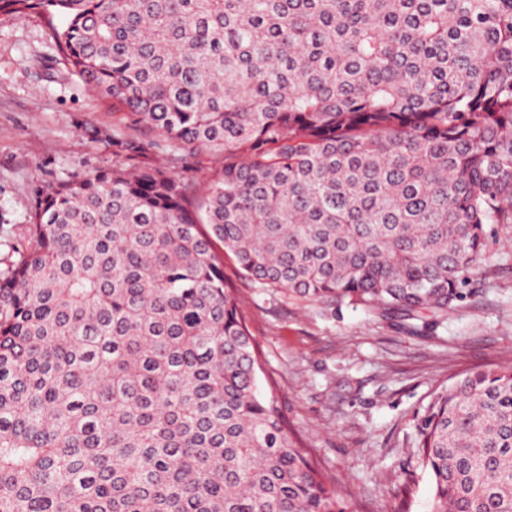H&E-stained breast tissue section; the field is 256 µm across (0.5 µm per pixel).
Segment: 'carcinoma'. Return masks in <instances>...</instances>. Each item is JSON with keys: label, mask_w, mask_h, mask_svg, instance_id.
Returning <instances> with one entry per match:
<instances>
[{"label": "carcinoma", "mask_w": 512, "mask_h": 512, "mask_svg": "<svg viewBox=\"0 0 512 512\" xmlns=\"http://www.w3.org/2000/svg\"><path fill=\"white\" fill-rule=\"evenodd\" d=\"M190 155L84 126L112 166L39 190L0 270V512H345L274 400L242 276L427 326L512 224V0H0ZM433 512H512V364L433 393ZM142 136L146 139H155L165 145V154L163 158L167 167L174 173L185 176L191 179L194 183L193 193L196 195L202 194V186L211 177L221 171L224 167V155L221 152L207 151L198 156L197 159H190L180 161V158H185V151L179 146L163 141V137L152 131H142ZM199 164H195V161ZM198 166V171L193 168Z\"/></svg>", "instance_id": "obj_1"}]
</instances>
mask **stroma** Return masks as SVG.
Here are the masks:
<instances>
[{
    "label": "stroma",
    "mask_w": 512,
    "mask_h": 512,
    "mask_svg": "<svg viewBox=\"0 0 512 512\" xmlns=\"http://www.w3.org/2000/svg\"><path fill=\"white\" fill-rule=\"evenodd\" d=\"M62 23L31 12L0 19V263L8 242L23 239L37 189L112 164L79 125L109 133L118 119L80 77L65 74L51 37ZM184 155L166 144L167 167L201 194L224 156L207 151L192 165ZM488 232V258L464 298L422 332L398 317L257 287L225 259L260 353V386L346 512H431V477L411 446L418 417L437 388L512 363V227Z\"/></svg>",
    "instance_id": "stroma-1"
}]
</instances>
